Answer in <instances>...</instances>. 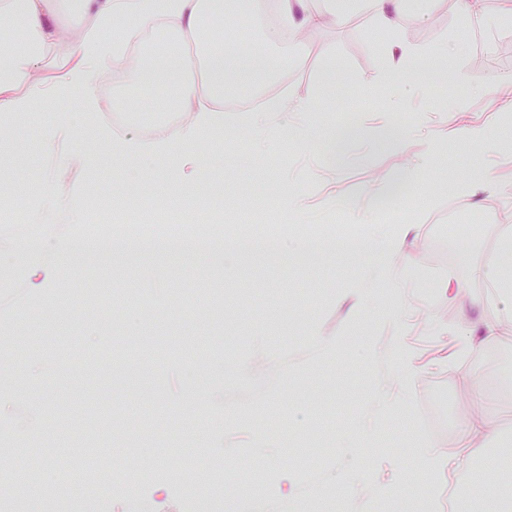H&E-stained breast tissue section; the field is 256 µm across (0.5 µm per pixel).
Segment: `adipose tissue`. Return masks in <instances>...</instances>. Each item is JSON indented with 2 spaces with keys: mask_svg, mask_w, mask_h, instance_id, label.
Instances as JSON below:
<instances>
[{
  "mask_svg": "<svg viewBox=\"0 0 512 512\" xmlns=\"http://www.w3.org/2000/svg\"><path fill=\"white\" fill-rule=\"evenodd\" d=\"M280 19L289 30L302 34L329 24L348 22V13L316 9L312 0H276ZM363 11L386 45L387 65L381 75L387 88L395 89L408 82L413 62L428 56V49L403 42L400 29L409 20L406 0H362ZM62 0H0V16L6 17L26 43L24 49L0 54V112H21L28 104L52 93L53 88L39 73L43 62L63 61L69 70L66 82L77 84L87 102H94L101 77L109 72L128 76L132 86L146 81L147 72L167 69L180 49L169 43L154 47L150 70L134 67L126 51L141 29L162 24L175 33L196 35L198 56L203 59L208 78L203 87L177 81L174 95L161 96L158 109L178 110L191 119L178 132L179 145L192 143L201 130L224 125L222 111L202 105V98L214 102L225 93L246 84L251 74L236 69L226 77L225 64L232 52L224 45L220 25L225 14L240 10V0H78L81 16L78 26L70 27L59 20ZM118 25L120 33L108 42L98 35L107 25Z\"/></svg>",
  "mask_w": 512,
  "mask_h": 512,
  "instance_id": "obj_1",
  "label": "adipose tissue"
}]
</instances>
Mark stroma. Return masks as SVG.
Wrapping results in <instances>:
<instances>
[{
	"label": "stroma",
	"instance_id": "stroma-1",
	"mask_svg": "<svg viewBox=\"0 0 512 512\" xmlns=\"http://www.w3.org/2000/svg\"><path fill=\"white\" fill-rule=\"evenodd\" d=\"M268 2L246 0L226 17L224 43L245 64L251 52L266 53L272 76L225 96L223 133L204 132L168 157L123 154L157 136L143 126L155 111L138 90L100 96L88 110L73 86L0 116V202L28 210L25 223H0V280L12 284L0 292V434L12 438L0 449V486H11L19 462L34 468L39 492L21 497L24 512H72L71 473L86 458L111 463L96 471L95 512H283L286 500L312 512L347 472L408 496L404 475L419 468V448L444 457L460 450L458 424L480 405L460 382L467 373L487 387L494 463L419 469V477L437 490L434 512L463 499L485 512L470 470L512 481V400L488 388L512 381V339L477 353L459 346L469 326L512 318L494 274H475L512 243V208L486 193L457 197L447 177L491 167L512 180V139L498 125L493 155L463 134L512 96L503 82L512 76V0H490L496 23L484 33L499 41L498 53L467 48L417 60L425 84L395 94L380 80L386 55L357 0H320L352 20L306 33L312 46L294 66L280 52L284 33L263 21ZM408 8L405 42L431 47L462 30L451 0H409ZM290 97L310 100V112L269 111ZM451 99L461 102L452 118ZM247 109L264 113L265 139L235 124ZM348 127L358 137L335 147ZM238 142L249 146L247 176L224 163ZM48 187L68 206H50ZM251 191L277 204L279 263L240 264L229 276L223 260L199 252L177 263L156 256L135 268L105 266L79 236L90 201L131 214L148 196L223 211L224 224L205 228L221 235ZM360 212L370 223H356ZM451 221L468 230L449 241L445 259L433 244ZM404 224L412 231L401 256L365 254V237ZM64 244L71 259L59 266ZM85 278L100 284L96 304L121 306L118 323L84 315L74 287ZM116 336L148 342L113 352L111 367L139 387L108 404L97 396L107 380L99 363ZM441 405L452 430L435 425ZM148 412L171 422L160 451L140 458L127 442ZM398 423L407 441L390 439ZM23 424L36 438L17 439Z\"/></svg>",
	"mask_w": 512,
	"mask_h": 512
}]
</instances>
